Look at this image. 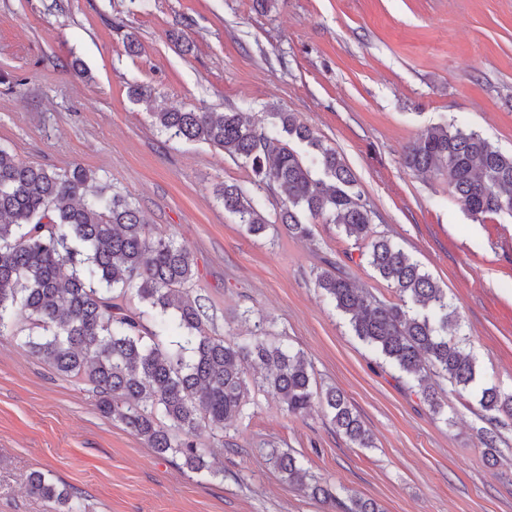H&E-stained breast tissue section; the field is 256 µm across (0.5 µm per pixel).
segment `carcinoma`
I'll list each match as a JSON object with an SVG mask.
<instances>
[{"label": "carcinoma", "instance_id": "1", "mask_svg": "<svg viewBox=\"0 0 512 512\" xmlns=\"http://www.w3.org/2000/svg\"><path fill=\"white\" fill-rule=\"evenodd\" d=\"M150 116L170 137L204 141L250 166L256 186L279 190V222L288 233L310 236L307 216L341 228L396 301L376 299L337 266L316 273L318 287L349 317L355 336L419 387L433 412L443 409L428 383L433 376L448 381L460 398L477 393L485 423L479 441L496 457L502 429L512 421V394L477 388L467 337L448 333L458 326L448 291L402 247L374 232L375 213L336 149L323 146L292 112L272 113L278 124L271 132L257 130L241 112L162 109ZM281 131L318 152L301 155L280 143ZM404 163L417 175L446 176L475 219L512 216V155L475 131L431 126L407 147ZM92 181L80 166L58 172L0 148V336L19 340L59 375L90 384L102 414L191 470L207 468L200 431L224 433L230 419L243 416L252 386L277 397L295 417L317 398L350 444L374 447L341 391H314L305 356L269 341L263 323L255 324L245 343L209 335L208 315L189 290L195 277L191 252L156 234L126 198L91 190ZM220 197L247 233L269 229L250 189L226 184ZM129 296L140 305L128 306ZM171 309L180 329L174 340L148 325V314L164 316ZM247 361L259 369L260 380L248 378ZM268 462L288 484L314 497L331 496L290 451L272 448ZM29 487L55 512H78L74 493L44 474H33ZM341 507L383 512L376 502L349 493Z\"/></svg>", "mask_w": 512, "mask_h": 512}]
</instances>
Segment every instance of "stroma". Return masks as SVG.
<instances>
[{
  "label": "stroma",
  "mask_w": 512,
  "mask_h": 512,
  "mask_svg": "<svg viewBox=\"0 0 512 512\" xmlns=\"http://www.w3.org/2000/svg\"><path fill=\"white\" fill-rule=\"evenodd\" d=\"M140 83L166 106L241 112L260 130L295 113L353 170L376 231L447 288L482 384L512 393V217L474 219L445 178L403 162L437 124L512 154V0H0V147L57 171L81 165L128 196L193 253L211 335L242 342L264 321L375 441L351 447L320 405L294 418L254 390L223 440L200 436L210 467L196 472L103 416L90 385L0 336V512H47L27 489L34 471L67 485L82 512H340L284 482L266 460L273 446L383 512H512V431L489 461L475 397L431 378L446 402L432 413L317 287L336 262L394 301L352 240L318 220L308 238L249 235L219 189L253 187L271 221L282 196L219 149L169 138L130 98Z\"/></svg>",
  "instance_id": "1"
}]
</instances>
